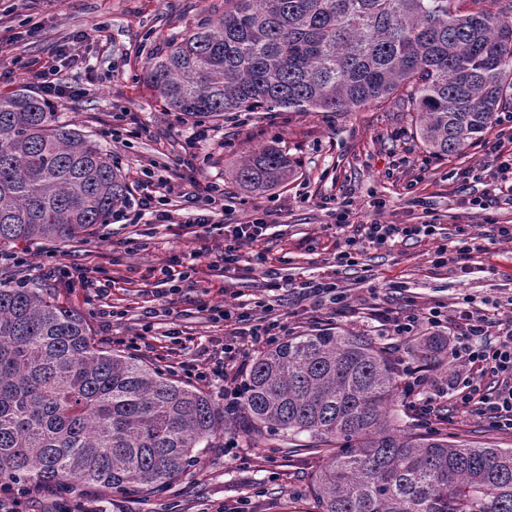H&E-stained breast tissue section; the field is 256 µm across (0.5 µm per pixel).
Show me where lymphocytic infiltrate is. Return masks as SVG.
<instances>
[{
  "instance_id": "f902f5d3",
  "label": "lymphocytic infiltrate",
  "mask_w": 512,
  "mask_h": 512,
  "mask_svg": "<svg viewBox=\"0 0 512 512\" xmlns=\"http://www.w3.org/2000/svg\"><path fill=\"white\" fill-rule=\"evenodd\" d=\"M490 164L479 171L462 169L456 177L462 182L472 180L484 184L481 195L462 198L461 206L485 210L487 217L482 230L469 231L458 227L460 244L437 245L432 263L437 267L454 266L461 273H469L478 254L491 252L494 245L512 239V228L499 224L493 211L500 203H512V149L503 150L500 142L488 145ZM200 167L197 154L177 157L174 177L159 178L153 191L141 198L133 211L116 212L119 222L136 224L145 213H153L158 221L172 223L173 216L166 206L171 195H185L189 203L205 202L213 205L223 199V185L200 182L196 173ZM364 239L368 244L383 246L435 235V222L422 224H383L377 221L364 225ZM255 271L265 283V296L255 298L252 308L226 303L208 306L212 323L224 326L226 334L219 355L199 359L197 351L187 345L181 331L171 330L173 359L169 369L190 382L211 385L226 381L230 364L258 344L275 345L288 333V314L282 310L278 296L281 288L276 269L268 266L265 257H258ZM454 326L448 338L447 358L451 363L474 367L476 375H455L448 380V389L454 390L462 408L487 418L494 426L512 430V323L494 329L486 310L478 308L472 296L458 297L452 314H444L441 307H413L387 317L383 336L388 340L407 338L422 325L439 327L443 323Z\"/></svg>"
}]
</instances>
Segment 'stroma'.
Instances as JSON below:
<instances>
[{"label": "stroma", "mask_w": 512, "mask_h": 512, "mask_svg": "<svg viewBox=\"0 0 512 512\" xmlns=\"http://www.w3.org/2000/svg\"><path fill=\"white\" fill-rule=\"evenodd\" d=\"M224 0H0V93L28 85L15 59L39 58L55 65L63 81L82 91L78 99L60 108L64 120L75 124L108 152L122 168L130 187L128 208H136L142 190V167L159 159L156 175H163L171 145L194 141L205 164L200 181L223 184V206L211 223L184 227L156 223L145 215L141 223L98 225L93 236L82 240L32 244L23 263L10 261L12 247L0 248L6 259L0 276L35 279L59 292L61 299L89 320L95 340L111 345L113 337L139 332L146 310L160 307L153 295L158 267L176 257L199 254L200 264L217 261L224 248L223 227L254 217L264 218L269 229L257 243L243 246L241 260L226 275H203L187 283L174 297V315L163 318L147 334L151 347L144 361L158 368L167 365L170 346L166 330L177 327L192 336L206 353L220 351L222 328L213 326L199 309L201 299L225 302V288L238 292L240 303L262 294L264 281L251 268L257 253L269 258L285 255L281 270L282 298L291 287L310 277L337 276L347 288L352 313L329 319L328 300L299 311L290 326L305 332L331 326L357 331L377 339L381 326L375 312L403 310L408 300L420 305L454 303L456 297L495 303L496 319L512 322V240L502 241L491 253L481 255L471 273L460 274L433 266L431 255L438 237L376 248L364 245L351 267L334 268V256L343 250L346 237L355 235L356 224L418 223L422 210L410 206L405 186L417 181V193L429 199L433 216L445 231L455 225L479 227L485 219L480 209L460 208V195H477L481 185H461L457 170L479 167L491 157L483 141H474L463 154L435 158L426 154L414 135L412 115L399 104L368 106L356 112H240L220 121L175 122L173 114L140 81L139 75L151 52L163 49L172 36L193 30L210 16L222 13ZM37 23L36 36L24 35L27 22ZM137 112L143 134L115 142L102 137L101 129L121 110ZM299 163L297 177L279 190L251 195L232 179L242 156L270 140ZM348 198L352 224L332 229L322 198ZM83 268L99 270L101 278L114 280L110 290L114 305L126 315L113 320L99 313L92 289L70 288L50 276L57 256ZM445 417L436 429L449 440L480 447L512 448V431L489 426L487 420L444 400ZM218 447L208 449L202 462L188 471L166 499L130 498L127 512H162L166 502H177L180 512H214L221 504L249 499L251 512H315L307 493L310 478L322 456L293 454L284 448H265L228 421L218 436ZM112 496L73 489L63 495H46L34 501V512H112Z\"/></svg>", "instance_id": "1"}]
</instances>
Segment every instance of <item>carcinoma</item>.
Instances as JSON below:
<instances>
[{"label":"carcinoma","mask_w":512,"mask_h":512,"mask_svg":"<svg viewBox=\"0 0 512 512\" xmlns=\"http://www.w3.org/2000/svg\"><path fill=\"white\" fill-rule=\"evenodd\" d=\"M471 2L472 7L465 6ZM143 84L179 115L352 112L403 101L436 157L461 153L512 98V0H224L150 56ZM297 163L272 140L233 179L263 194ZM129 194L112 154L21 87L0 94V245L94 234ZM448 339L409 353L434 362ZM400 370L348 329L290 336L252 362L221 407L95 342L52 288L0 279V482L160 493L200 464L230 417L271 448L325 453L316 512H512V449L392 424Z\"/></svg>","instance_id":"1"}]
</instances>
